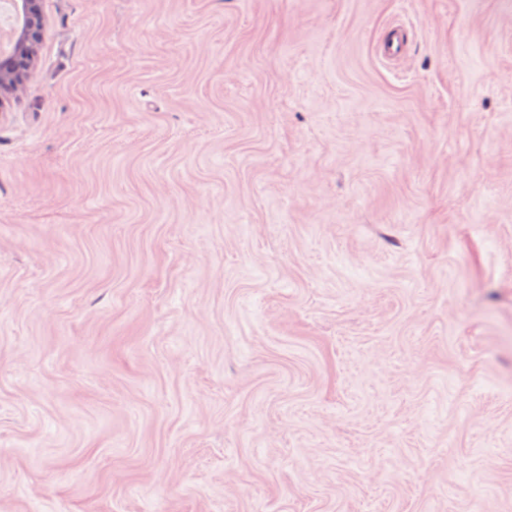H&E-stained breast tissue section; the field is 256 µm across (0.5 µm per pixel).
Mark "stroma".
<instances>
[{
	"label": "stroma",
	"instance_id": "1",
	"mask_svg": "<svg viewBox=\"0 0 512 512\" xmlns=\"http://www.w3.org/2000/svg\"><path fill=\"white\" fill-rule=\"evenodd\" d=\"M36 3L0 512H512V0ZM405 30L398 26H390L377 44V54L381 59L394 61L401 57L404 48Z\"/></svg>",
	"mask_w": 512,
	"mask_h": 512
}]
</instances>
